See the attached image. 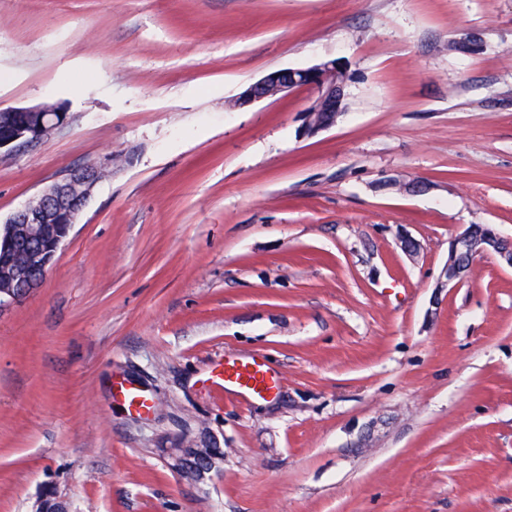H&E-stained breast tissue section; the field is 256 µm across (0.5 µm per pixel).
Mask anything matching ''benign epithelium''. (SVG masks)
I'll return each instance as SVG.
<instances>
[{
    "label": "benign epithelium",
    "mask_w": 512,
    "mask_h": 512,
    "mask_svg": "<svg viewBox=\"0 0 512 512\" xmlns=\"http://www.w3.org/2000/svg\"><path fill=\"white\" fill-rule=\"evenodd\" d=\"M346 81L347 68L340 59L307 68L275 70L245 87L229 105L241 107L296 89L314 88L317 97L306 112L302 128V135L312 137L336 124ZM8 112L5 130H0V151L39 142L68 120L67 112L58 105L10 108ZM117 160L118 156L110 154L98 163L69 170L0 224V255H19L12 269L0 277V312L41 285L95 187ZM59 224L66 225L64 231L57 229ZM485 255H494L512 268V239L495 232L477 241L470 229H465L450 243L448 262L437 287L456 286L468 277L474 262Z\"/></svg>",
    "instance_id": "1"
}]
</instances>
